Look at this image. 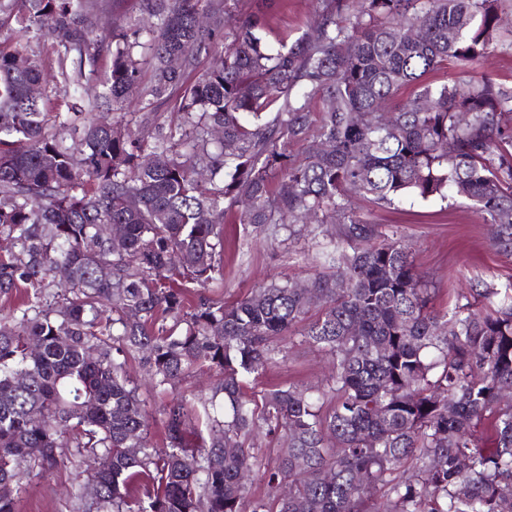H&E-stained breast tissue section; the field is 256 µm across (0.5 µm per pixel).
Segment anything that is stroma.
<instances>
[{
  "mask_svg": "<svg viewBox=\"0 0 512 512\" xmlns=\"http://www.w3.org/2000/svg\"><path fill=\"white\" fill-rule=\"evenodd\" d=\"M315 5L316 0H237L234 13L245 17L259 10L271 11L277 38L291 44L306 31ZM354 210L362 219L401 232L437 311L451 308L458 293L471 283L500 285L512 278V255L491 247L490 227L483 214L461 198L411 197L385 207L360 199ZM326 243L325 237L307 231L284 230L272 238L260 228L225 225L224 277L210 283L206 292L233 302L273 280H306L314 273L313 261ZM283 348L284 360L260 374L252 384L254 390L291 382L314 386L323 381L328 372L324 352L295 341L284 342ZM73 478L69 468L31 476L18 512H69Z\"/></svg>",
  "mask_w": 512,
  "mask_h": 512,
  "instance_id": "obj_1",
  "label": "stroma"
}]
</instances>
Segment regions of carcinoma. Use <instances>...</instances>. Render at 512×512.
Instances as JSON below:
<instances>
[{
  "label": "carcinoma",
  "mask_w": 512,
  "mask_h": 512,
  "mask_svg": "<svg viewBox=\"0 0 512 512\" xmlns=\"http://www.w3.org/2000/svg\"><path fill=\"white\" fill-rule=\"evenodd\" d=\"M139 2L148 18L104 44L111 0H0V295L23 291L0 316V512L67 465L70 512H242L256 434L272 457L250 512H512V281L441 314L403 237L351 213L357 197L458 196L512 254V88L472 76L502 0H319L278 49L270 16L228 23L232 0ZM103 51L104 92L86 99ZM448 63L471 78L427 82ZM231 221L336 224L339 242L305 287L227 303L201 289L224 277ZM313 306L300 336L331 356L326 382L247 393ZM131 358L161 390L220 372L210 398L159 412L164 448L147 445Z\"/></svg>",
  "instance_id": "cac0c4a2"
}]
</instances>
